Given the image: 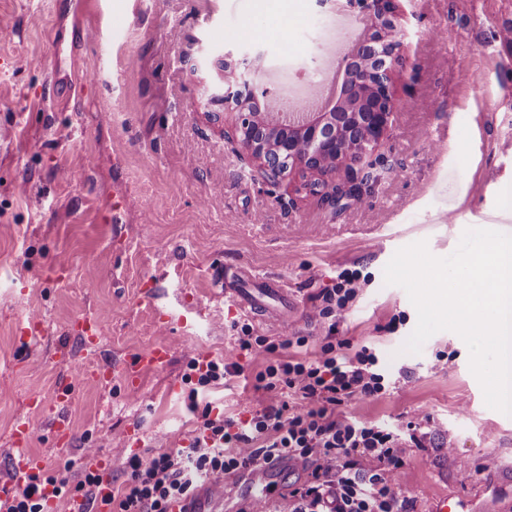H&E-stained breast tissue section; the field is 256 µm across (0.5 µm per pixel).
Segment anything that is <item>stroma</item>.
<instances>
[{
	"label": "stroma",
	"instance_id": "obj_1",
	"mask_svg": "<svg viewBox=\"0 0 512 512\" xmlns=\"http://www.w3.org/2000/svg\"><path fill=\"white\" fill-rule=\"evenodd\" d=\"M97 2L81 17L97 40L76 60L91 88L48 112L47 33L67 0H0V469L21 416L31 450L72 485L88 453L109 457L121 481L130 456L185 446L195 418L180 384L193 359L242 365L206 399L249 418L271 397L255 388L266 355L239 351V326L307 337L315 352L332 324L312 297L351 268L368 282L333 326L353 349L373 351L389 388L348 403L347 416L403 437L408 421H421L426 445L406 447L393 477L413 512L449 495L494 505L491 483L512 472V416L486 406L456 333L402 352L417 312L401 287L385 284L384 268L417 241L446 257L466 229L512 235V42L501 36L512 28V0H398L409 37L383 140L351 168L275 184L257 172L207 89L225 58L315 41L305 23L311 0ZM117 183L129 201L116 217ZM343 183L354 194L323 199ZM221 264L287 288L291 310L252 319L211 305ZM151 279L158 291L149 300ZM197 300L211 305L205 317ZM158 309L173 315L168 329L156 324ZM34 314L48 330L24 355L14 327ZM84 316L101 328L92 356L70 333ZM159 341L170 348L167 365L129 392L124 361ZM101 364L113 365L111 383L81 379L83 368ZM64 376L75 380L65 451L45 415L29 408L35 396L51 399ZM129 429L142 432L140 447L126 445Z\"/></svg>",
	"mask_w": 512,
	"mask_h": 512
}]
</instances>
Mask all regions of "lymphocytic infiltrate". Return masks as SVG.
I'll list each match as a JSON object with an SVG mask.
<instances>
[{"label":"lymphocytic infiltrate","mask_w":512,"mask_h":512,"mask_svg":"<svg viewBox=\"0 0 512 512\" xmlns=\"http://www.w3.org/2000/svg\"><path fill=\"white\" fill-rule=\"evenodd\" d=\"M360 277V271L347 269L333 287L322 289L316 296L318 316L343 317L357 297ZM237 343L240 350L267 354L255 380L258 388L274 394V401L245 420L199 406L200 393L239 374L241 366L226 358L190 361L183 380L190 387L189 408L198 414L194 437L186 448L146 462L130 457L126 480L112 490L110 512H168L171 501L192 497L204 478L283 458L312 465L307 483L291 493L290 512H409L408 500L392 484L404 464L398 434L339 411L345 403L387 389L369 348L351 350L349 341L331 328L310 358L301 353L306 337L276 341L254 335L246 324ZM99 480L89 468L72 487L66 480L34 474L22 489L0 499V512H46L47 498L68 492L90 497Z\"/></svg>","instance_id":"lymphocytic-infiltrate-1"}]
</instances>
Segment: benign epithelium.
Returning <instances> with one entry per match:
<instances>
[{
  "mask_svg": "<svg viewBox=\"0 0 512 512\" xmlns=\"http://www.w3.org/2000/svg\"><path fill=\"white\" fill-rule=\"evenodd\" d=\"M348 4L359 8L362 21L370 30L369 40L379 48V55L389 60V65L380 68L367 67L360 71L345 70L346 83L359 95V103L369 101L372 111L365 114L357 112L358 103L350 104L342 98L335 112H315L305 120L291 125L290 138H270L257 143L249 135L251 121L261 116L257 112L255 62L263 59L256 54L245 60L244 67L223 76L222 84L216 86L211 99L224 105V112L235 117L239 144L258 163L263 170H274V157H288V172L297 170L324 173L336 170L350 162H361L382 140L394 112L393 71L402 64L404 30L396 23L398 5L395 0H348ZM365 117L370 126L367 139L356 144H340L335 137L324 134L326 122L336 117H351L355 120ZM304 140L309 145V157L294 155V138Z\"/></svg>",
  "mask_w": 512,
  "mask_h": 512,
  "instance_id": "obj_1",
  "label": "benign epithelium"
}]
</instances>
